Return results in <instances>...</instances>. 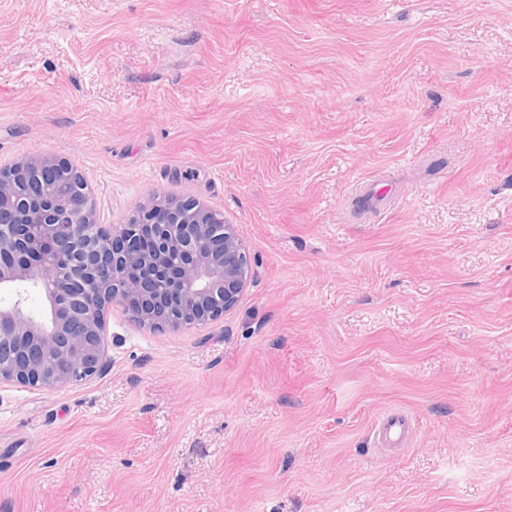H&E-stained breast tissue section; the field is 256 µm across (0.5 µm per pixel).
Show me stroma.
<instances>
[{
	"label": "stroma",
	"mask_w": 512,
	"mask_h": 512,
	"mask_svg": "<svg viewBox=\"0 0 512 512\" xmlns=\"http://www.w3.org/2000/svg\"><path fill=\"white\" fill-rule=\"evenodd\" d=\"M33 155L103 224L222 211L252 270L0 386V512H512V0H0V165ZM411 433V422L399 411H388L379 426L378 439L382 446L394 448L402 445Z\"/></svg>",
	"instance_id": "35a3bbf8"
}]
</instances>
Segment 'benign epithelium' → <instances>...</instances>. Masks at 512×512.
I'll return each mask as SVG.
<instances>
[{"label":"benign epithelium","mask_w":512,"mask_h":512,"mask_svg":"<svg viewBox=\"0 0 512 512\" xmlns=\"http://www.w3.org/2000/svg\"><path fill=\"white\" fill-rule=\"evenodd\" d=\"M154 245L140 249L144 231ZM242 228L192 198L135 207L124 224L98 222L84 174L67 160L29 156L0 167V384H79L106 363L104 313L122 304L139 325L176 330L232 310L251 270ZM42 290L38 314L20 289Z\"/></svg>","instance_id":"1"}]
</instances>
